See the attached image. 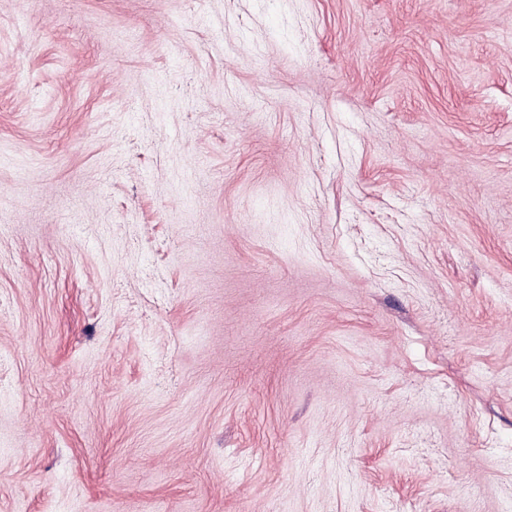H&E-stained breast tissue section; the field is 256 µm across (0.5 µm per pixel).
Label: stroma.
Instances as JSON below:
<instances>
[{
    "mask_svg": "<svg viewBox=\"0 0 512 512\" xmlns=\"http://www.w3.org/2000/svg\"><path fill=\"white\" fill-rule=\"evenodd\" d=\"M0 512H512V0H0Z\"/></svg>",
    "mask_w": 512,
    "mask_h": 512,
    "instance_id": "1",
    "label": "stroma"
}]
</instances>
